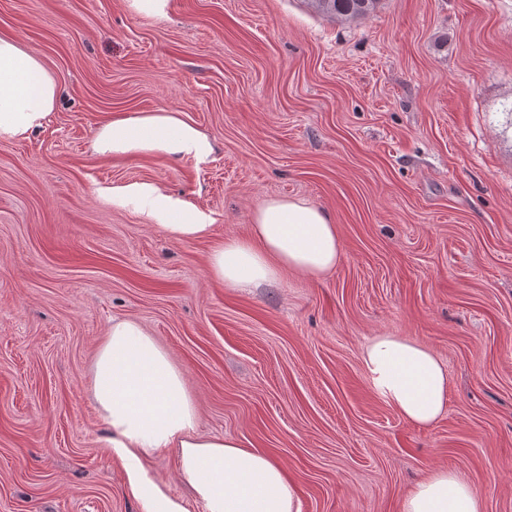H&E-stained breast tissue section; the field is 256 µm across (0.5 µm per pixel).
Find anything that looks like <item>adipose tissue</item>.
<instances>
[{
	"mask_svg": "<svg viewBox=\"0 0 512 512\" xmlns=\"http://www.w3.org/2000/svg\"><path fill=\"white\" fill-rule=\"evenodd\" d=\"M58 99V83L42 57L0 36V140L27 138L55 112ZM92 149L101 157L159 155L200 165L213 144L180 113L158 110L101 124ZM109 195L114 205L134 207L175 238L199 239L211 231L208 215L159 185L133 183ZM339 256L336 226L324 210L274 197L254 210L250 238L214 249L208 267L228 287L257 288L285 269L329 272ZM361 360L372 391L407 421L427 426L443 413L448 370L425 345L377 336ZM93 395L111 448L132 461L175 449L179 477L204 512H301L297 486L277 461L236 438L198 433L181 371L138 322L113 321L94 362ZM128 481L145 512H186L141 470H130ZM400 512H484V496L457 472L439 468L403 497Z\"/></svg>",
	"mask_w": 512,
	"mask_h": 512,
	"instance_id": "adipose-tissue-1",
	"label": "adipose tissue"
}]
</instances>
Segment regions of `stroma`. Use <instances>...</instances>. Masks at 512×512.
Listing matches in <instances>:
<instances>
[{
    "instance_id": "stroma-1",
    "label": "stroma",
    "mask_w": 512,
    "mask_h": 512,
    "mask_svg": "<svg viewBox=\"0 0 512 512\" xmlns=\"http://www.w3.org/2000/svg\"><path fill=\"white\" fill-rule=\"evenodd\" d=\"M0 35L39 53L59 103L0 141V512H144L92 399L113 320L182 371L201 434L283 465L302 512H399L434 468L512 512V0H381L344 21L307 0H0ZM182 113L209 163L91 150L103 122ZM153 182L206 212L175 239L109 188ZM307 200L340 259L229 288L208 272L270 197ZM385 334L431 348L448 404L431 425L376 396ZM149 476L203 512L176 458ZM169 0H126L127 9L137 15L164 18Z\"/></svg>"
}]
</instances>
